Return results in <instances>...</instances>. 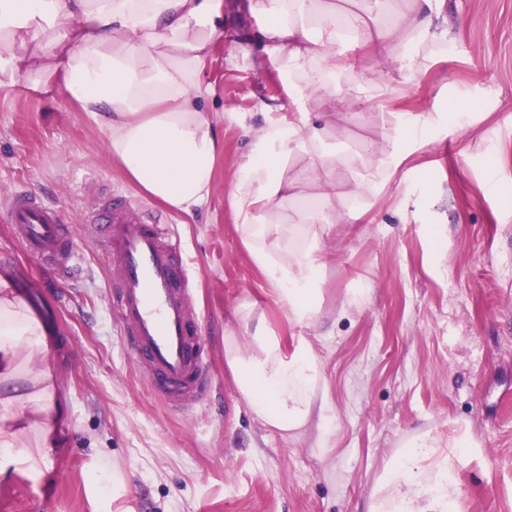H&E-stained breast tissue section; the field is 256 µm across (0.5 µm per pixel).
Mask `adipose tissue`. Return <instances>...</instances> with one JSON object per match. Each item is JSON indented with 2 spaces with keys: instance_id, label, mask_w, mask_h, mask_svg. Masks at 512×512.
<instances>
[{
  "instance_id": "obj_1",
  "label": "adipose tissue",
  "mask_w": 512,
  "mask_h": 512,
  "mask_svg": "<svg viewBox=\"0 0 512 512\" xmlns=\"http://www.w3.org/2000/svg\"><path fill=\"white\" fill-rule=\"evenodd\" d=\"M261 18L262 56L279 62L287 104L259 101V124L228 188L235 230L274 302L303 329L324 301L327 257L322 232L359 223L415 153L440 112L389 109L392 97L432 57L447 53L446 0H250ZM44 38L42 55L28 42ZM224 38L222 0H0V96L47 71L102 133L110 156L148 195L191 218L205 206L221 149L202 100L201 80L214 43ZM357 83L381 75L377 108L393 134L358 162L356 185L339 179L326 147L330 111L350 120L357 104L337 96V74ZM242 332H226L224 364L251 413L281 436L305 429L324 412L322 376L311 341H285L263 309L238 300ZM49 332L0 274V461L36 467L61 446L60 396L37 358ZM440 451L435 437L406 442L379 478L371 512H457L455 471L464 438Z\"/></svg>"
}]
</instances>
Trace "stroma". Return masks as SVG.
Instances as JSON below:
<instances>
[{
	"label": "stroma",
	"instance_id": "stroma-1",
	"mask_svg": "<svg viewBox=\"0 0 512 512\" xmlns=\"http://www.w3.org/2000/svg\"><path fill=\"white\" fill-rule=\"evenodd\" d=\"M223 2L225 39L202 75L221 142L211 197L191 221L169 215L199 283L212 391L187 412L154 395L124 349L99 243L75 235L79 273L62 284L0 223V273L52 332L43 364L67 417L51 464L0 469V512H369L386 463L426 432L443 446L463 433L475 442L457 463L460 512H512V0H447L452 47L391 106L427 112L448 95L461 102L455 124L426 133L415 173L360 223L322 236L325 302L301 332L269 297L227 196L258 101L288 96L252 40L260 20L248 0ZM235 41L243 51L230 65ZM47 79L34 73L33 87L0 98V209L21 184L76 225L114 193L145 199L64 92H37ZM378 124L362 100L329 150L364 152ZM353 288L361 302L342 311ZM244 296L319 356L325 416L296 436L254 419L224 367V332L238 328Z\"/></svg>",
	"mask_w": 512,
	"mask_h": 512
}]
</instances>
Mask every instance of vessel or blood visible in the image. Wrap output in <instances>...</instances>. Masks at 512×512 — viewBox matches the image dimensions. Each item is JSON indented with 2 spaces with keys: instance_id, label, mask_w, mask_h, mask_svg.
<instances>
[{
  "instance_id": "1",
  "label": "vessel or blood",
  "mask_w": 512,
  "mask_h": 512,
  "mask_svg": "<svg viewBox=\"0 0 512 512\" xmlns=\"http://www.w3.org/2000/svg\"><path fill=\"white\" fill-rule=\"evenodd\" d=\"M0 219L11 224L26 250L57 254L66 262L59 276L75 274L76 231L102 243L116 275L112 303L120 315L125 345L153 392L180 410L195 408L210 389L209 359L201 337V313L180 242L162 215L144 202L115 195L74 229L57 207L24 187L14 189Z\"/></svg>"
}]
</instances>
